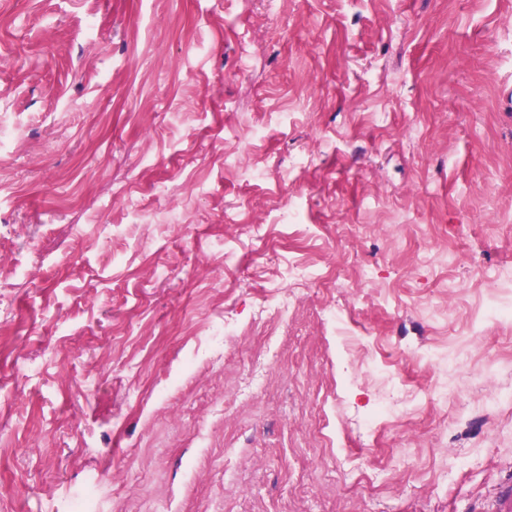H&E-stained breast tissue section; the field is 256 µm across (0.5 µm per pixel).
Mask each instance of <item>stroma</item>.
Returning a JSON list of instances; mask_svg holds the SVG:
<instances>
[{
  "mask_svg": "<svg viewBox=\"0 0 512 512\" xmlns=\"http://www.w3.org/2000/svg\"><path fill=\"white\" fill-rule=\"evenodd\" d=\"M0 125V512L512 503V0H0Z\"/></svg>",
  "mask_w": 512,
  "mask_h": 512,
  "instance_id": "obj_1",
  "label": "stroma"
}]
</instances>
